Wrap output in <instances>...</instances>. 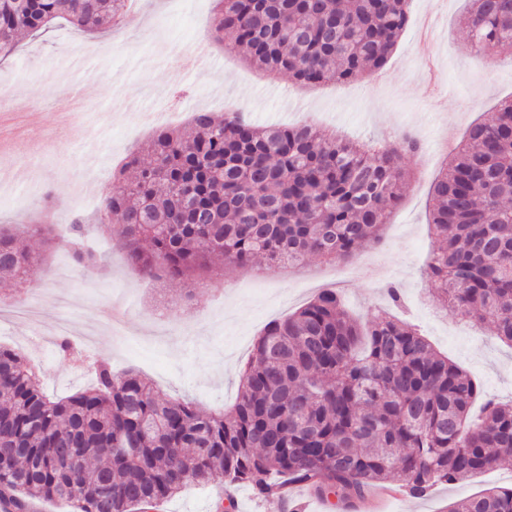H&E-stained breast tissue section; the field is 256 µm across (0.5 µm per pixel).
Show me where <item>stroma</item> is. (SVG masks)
I'll list each match as a JSON object with an SVG mask.
<instances>
[{
	"label": "stroma",
	"mask_w": 512,
	"mask_h": 512,
	"mask_svg": "<svg viewBox=\"0 0 512 512\" xmlns=\"http://www.w3.org/2000/svg\"><path fill=\"white\" fill-rule=\"evenodd\" d=\"M214 7L213 0H137L132 21L118 31L90 34L60 20L22 37L17 54L0 63L10 100L0 106V224L29 221L46 193L55 224H71L96 211L116 171L157 125L187 124L195 112H240L260 126L308 121L360 142L414 132L423 148L402 158L413 179L380 243L343 263L312 256L293 269L217 268L194 287L140 280L117 237L93 240L106 262L60 276L57 267L69 260L65 244L44 247L25 237L22 245L39 250L42 261L36 308L31 315L16 309L28 289L0 280V344L42 361V387L53 398L89 387L95 362L104 360L117 373L138 371L167 397L225 409L263 327L335 288L354 316L390 314L419 326L488 396L512 399V348L486 323L433 313L424 302L426 265L438 247L430 186L448 161L446 145L463 141L473 121L512 99V62L472 52L468 0H412L410 22L379 73L314 88L250 65L232 42H212ZM392 286L401 305L388 296ZM120 297L126 317L117 334L106 313ZM93 312L90 360L59 353L61 321L81 331ZM491 486H512V460L424 496L388 501L383 512H445ZM225 497L216 476L187 484L155 512H220Z\"/></svg>",
	"instance_id": "1"
}]
</instances>
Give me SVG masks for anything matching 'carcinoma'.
<instances>
[{
	"label": "carcinoma",
	"instance_id": "cac0c4a2",
	"mask_svg": "<svg viewBox=\"0 0 512 512\" xmlns=\"http://www.w3.org/2000/svg\"><path fill=\"white\" fill-rule=\"evenodd\" d=\"M129 0H40L28 12L0 0V60L22 33L55 19L87 31L119 28ZM409 0H218L212 36L234 38L246 60L310 86L382 68L408 21ZM470 42L512 53V0H471ZM420 142L381 148L303 122L261 128L242 114L196 112L164 129L137 175L102 200L97 221H117L143 278L184 280L221 258L257 257L292 268L336 263L380 241L411 178L401 166ZM512 100L475 122L432 182L431 226L441 241L426 272L433 301L488 322L512 347ZM89 219L70 224L79 268L105 256L88 247ZM38 256L0 226V277L24 288ZM512 456V404L435 351L412 324L384 316L363 326L334 289L266 324L240 379L236 404L206 412L164 397L138 373L94 367L86 391L52 400L15 350L0 346V499L63 502L72 512H145L189 481L224 475L260 497L300 485L345 501L396 481L409 494L463 480ZM446 512H512V488L490 487Z\"/></svg>",
	"mask_w": 512,
	"mask_h": 512
}]
</instances>
